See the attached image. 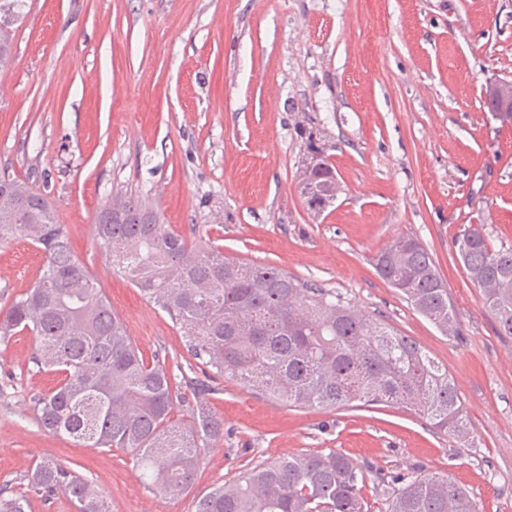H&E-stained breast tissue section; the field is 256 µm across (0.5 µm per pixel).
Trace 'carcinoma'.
Masks as SVG:
<instances>
[{
    "label": "carcinoma",
    "instance_id": "obj_1",
    "mask_svg": "<svg viewBox=\"0 0 512 512\" xmlns=\"http://www.w3.org/2000/svg\"><path fill=\"white\" fill-rule=\"evenodd\" d=\"M25 0H0V63L13 57V24ZM490 108L512 119V81L494 83ZM332 164L305 171L313 193L336 196ZM112 270L167 313L195 363L259 395L303 408L361 402L398 406L439 432L469 438L463 401L448 367L383 319L272 265L241 262L219 248L193 252L160 214L132 196L115 198L94 224ZM21 236L42 254L38 281L0 312V338L35 337L30 362L63 375L34 401L41 428L85 448L134 452L143 483L162 495L190 488L201 449L224 437L205 409L215 388L194 381L196 415L172 419L174 382L166 362L148 360L132 341L89 269L74 255L42 194L0 176V242ZM458 254L498 333L512 336V249H493L477 228L456 239ZM379 276L443 335L460 336L448 286L427 248L403 236L375 256ZM27 487L61 491L78 512H109L96 486L51 459L35 462ZM365 475L331 451L282 455L214 487L195 512H365ZM387 512H480L449 477L412 471L382 489ZM23 492L0 488V512H27Z\"/></svg>",
    "mask_w": 512,
    "mask_h": 512
}]
</instances>
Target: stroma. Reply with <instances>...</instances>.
<instances>
[{"label": "stroma", "instance_id": "35a3bbf8", "mask_svg": "<svg viewBox=\"0 0 512 512\" xmlns=\"http://www.w3.org/2000/svg\"><path fill=\"white\" fill-rule=\"evenodd\" d=\"M15 86L0 97V175L52 202L75 256L146 358L186 362L166 313L112 273L99 208L138 197L193 250L213 246L341 294L447 366L469 422L459 443L395 406L293 407L214 377L224 437L192 488H146L133 452L85 448L37 424L35 339L0 340V486L22 491L53 459L95 483L109 512H195L197 498L262 460L339 451L378 482L440 473L481 512H512V336H502L455 247L478 225L512 249V124L484 104L512 79V0H26L14 26ZM339 192L310 210L309 142ZM418 238L448 286L461 334L442 335L378 274L376 253ZM29 240L0 243V310L37 281Z\"/></svg>", "mask_w": 512, "mask_h": 512}]
</instances>
